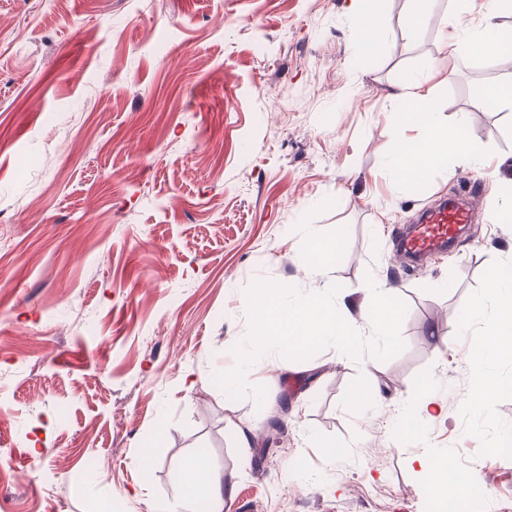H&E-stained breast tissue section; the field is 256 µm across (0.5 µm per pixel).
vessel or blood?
Listing matches in <instances>:
<instances>
[{"mask_svg":"<svg viewBox=\"0 0 512 512\" xmlns=\"http://www.w3.org/2000/svg\"><path fill=\"white\" fill-rule=\"evenodd\" d=\"M476 202L471 195L465 202L451 201L427 211L421 222L402 238L401 256L419 259L447 247L457 232L474 219Z\"/></svg>","mask_w":512,"mask_h":512,"instance_id":"b4317fda","label":"vessel or blood"}]
</instances>
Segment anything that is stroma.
<instances>
[{
  "label": "stroma",
  "mask_w": 512,
  "mask_h": 512,
  "mask_svg": "<svg viewBox=\"0 0 512 512\" xmlns=\"http://www.w3.org/2000/svg\"><path fill=\"white\" fill-rule=\"evenodd\" d=\"M376 0L368 43L350 0H0V512L182 508V461L206 449L228 512H435L415 456H449L477 489L470 512H512V390L473 406L472 376L512 381V353L474 364L492 315L470 319L512 223V108L472 99L508 63L449 59L442 33L468 0ZM429 74L440 122L483 148L420 187L387 167L396 85ZM476 191L470 237L423 267L398 234ZM335 262L298 258L305 229ZM407 306L404 350L305 361L270 352L247 373L263 406L212 382L235 367L257 280L307 293L368 280ZM433 404L420 432L394 424ZM360 396L363 407L352 405ZM281 420L280 444L264 439ZM255 434L249 449L238 429Z\"/></svg>",
  "instance_id": "35a3bbf8"
}]
</instances>
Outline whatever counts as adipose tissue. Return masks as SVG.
I'll return each instance as SVG.
<instances>
[{
    "mask_svg": "<svg viewBox=\"0 0 512 512\" xmlns=\"http://www.w3.org/2000/svg\"><path fill=\"white\" fill-rule=\"evenodd\" d=\"M505 0H481L479 26L466 24L462 15H452L449 30L443 33V43L449 58L462 54L492 50L512 54V28L496 24ZM400 101L399 119L402 126H417L422 134L417 138H398L394 145L392 165L396 177L403 183H423L433 171L447 166L449 160L463 163L482 161L484 152L461 131L460 125L439 123L435 115L437 101L423 82L412 80L401 86L395 95ZM487 295L495 306L493 327L474 347L475 354L512 350V263L497 266L488 275ZM187 506L205 501L208 512H224L227 500L232 499L233 487L227 486L221 475L211 471L204 458L189 459L184 465Z\"/></svg>",
    "mask_w": 512,
    "mask_h": 512,
    "instance_id": "ef3b65f1",
    "label": "adipose tissue"
}]
</instances>
